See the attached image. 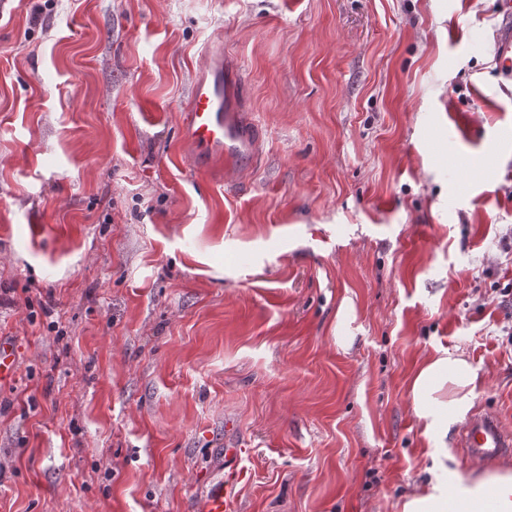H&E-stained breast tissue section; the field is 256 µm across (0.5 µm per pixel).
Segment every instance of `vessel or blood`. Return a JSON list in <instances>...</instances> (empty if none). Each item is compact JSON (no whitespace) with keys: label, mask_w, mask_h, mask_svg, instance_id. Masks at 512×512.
<instances>
[{"label":"vessel or blood","mask_w":512,"mask_h":512,"mask_svg":"<svg viewBox=\"0 0 512 512\" xmlns=\"http://www.w3.org/2000/svg\"><path fill=\"white\" fill-rule=\"evenodd\" d=\"M503 26L493 36L492 53L499 72L512 76V0H500ZM240 82L236 72L219 66L197 81L188 102L184 138L194 155L219 156L226 163L252 158L258 143L244 128L235 110ZM16 373L11 343L0 337V387L10 384ZM457 447L477 461L512 454V431L488 412L466 419L455 434ZM244 451L224 452V475L212 482L199 512H235L236 500L246 472L241 465Z\"/></svg>","instance_id":"1"}]
</instances>
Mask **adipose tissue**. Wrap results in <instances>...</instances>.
Returning <instances> with one entry per match:
<instances>
[{"instance_id":"1","label":"adipose tissue","mask_w":512,"mask_h":512,"mask_svg":"<svg viewBox=\"0 0 512 512\" xmlns=\"http://www.w3.org/2000/svg\"><path fill=\"white\" fill-rule=\"evenodd\" d=\"M479 374L464 352H445L424 360L411 380L412 409L426 437H442L449 423L472 407ZM402 512H512V471L482 472L443 481L434 475L420 492L406 497Z\"/></svg>"}]
</instances>
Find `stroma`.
<instances>
[{"mask_svg": "<svg viewBox=\"0 0 512 512\" xmlns=\"http://www.w3.org/2000/svg\"><path fill=\"white\" fill-rule=\"evenodd\" d=\"M0 0V512H401L444 350L512 429L498 0ZM260 131L183 137L203 60ZM54 313L45 316L46 303ZM16 363L13 346L0 336V387L10 384L15 377ZM246 449L228 448L224 452V476L212 482L199 512H235L236 500L246 471L240 466Z\"/></svg>", "mask_w": 512, "mask_h": 512, "instance_id": "obj_1", "label": "stroma"}]
</instances>
